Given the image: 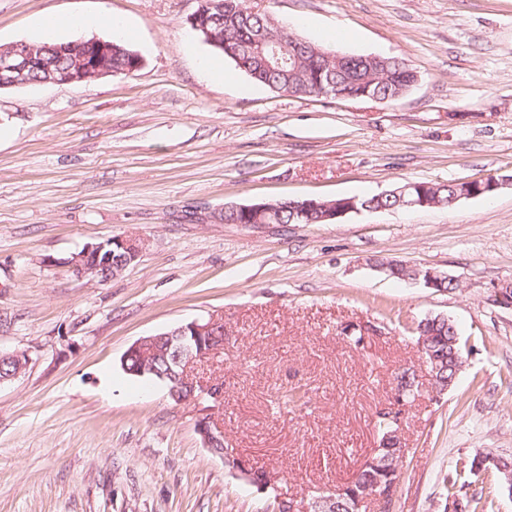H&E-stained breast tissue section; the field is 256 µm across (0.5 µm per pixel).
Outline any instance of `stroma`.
Listing matches in <instances>:
<instances>
[{"mask_svg":"<svg viewBox=\"0 0 512 512\" xmlns=\"http://www.w3.org/2000/svg\"><path fill=\"white\" fill-rule=\"evenodd\" d=\"M328 50L398 56L418 80L395 101L292 96L225 61L188 17L198 0H0V45L57 41L46 14L122 17L144 62L87 83L0 89V352H28L0 384V512H264L269 496L225 467L195 423L300 508L342 489L381 444L397 369L419 395L392 512L458 502L512 512L496 469L512 457V188L449 208L349 213L328 224H228L225 203L367 197L412 181L512 176V0H247ZM143 239L110 281L72 257ZM454 276L449 293L379 260ZM450 317L464 367L436 392L415 328ZM224 323L196 361L223 399L177 402L127 375L138 339ZM196 429L201 437L203 445L214 455L220 457L224 464L230 465L231 469L246 479L249 483L266 479V473L262 470H255L245 460L235 457L232 454H224V428H222L211 413H203L196 421Z\"/></svg>","mask_w":512,"mask_h":512,"instance_id":"obj_1","label":"stroma"}]
</instances>
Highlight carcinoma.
<instances>
[{
	"label": "carcinoma",
	"instance_id": "1",
	"mask_svg": "<svg viewBox=\"0 0 512 512\" xmlns=\"http://www.w3.org/2000/svg\"><path fill=\"white\" fill-rule=\"evenodd\" d=\"M222 10L205 8L197 17L191 29L212 43L216 52L227 58L242 56L250 60L247 75L273 91H288L303 88L311 96L318 95L321 84L327 77L336 83V91L364 98L368 93L380 99L395 100L403 96L416 82V74L406 60L391 56L389 63L376 67L370 56L344 54L341 59L324 50L319 45L288 30V25L276 21L266 13L254 12L246 0H215ZM272 38L292 37L291 51L271 45L262 57L253 54L252 44L259 32ZM112 69L123 71L133 64L129 52L131 48L120 41H113ZM418 185L442 201L448 200L454 192L456 181L433 183L420 181ZM226 224H296L291 212L285 206L275 205L261 219L251 214L239 212L224 214ZM418 336L430 340L435 354L442 358V368L436 373L435 388L444 390L454 384L464 360L461 347L455 343L457 328L435 317L419 327ZM405 449L400 443L381 449L374 457L375 463L368 464L347 486L343 498L336 499L340 507L336 512H348L353 504V495L362 492L367 484H379L387 488L397 481V468L404 457Z\"/></svg>",
	"mask_w": 512,
	"mask_h": 512
}]
</instances>
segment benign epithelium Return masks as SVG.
<instances>
[{"label":"benign epithelium","instance_id":"7a95c632","mask_svg":"<svg viewBox=\"0 0 512 512\" xmlns=\"http://www.w3.org/2000/svg\"><path fill=\"white\" fill-rule=\"evenodd\" d=\"M47 54L60 58L62 66L48 72L47 79L42 80L35 77V72L43 67ZM113 74L115 71L112 70V42L107 40L80 39L69 47L46 45L40 49L20 41L0 48V89L37 84L42 81L61 85L80 84ZM508 184H512V179L499 180L490 176L484 179V183L453 196L450 204L454 205L464 198H475L489 192H496ZM413 189H415L413 184L399 186L392 191L379 194V198L394 196L396 206L411 210L435 205L423 190L420 189L415 193ZM285 206L308 224L325 220L333 221L350 212L384 210L382 206L377 208L368 203L361 205L355 199L331 203H325L316 198L288 199L285 201ZM142 249L143 243L137 239L115 236L86 246L73 257L71 263L78 274L106 283L134 262ZM412 278L423 279L428 288H437L443 283L452 281V277L447 274L429 269L416 270L412 273ZM222 349H224V323L212 319L192 321L170 331L137 340L126 351L122 366L134 375L145 376L158 373L160 377L170 379L173 386L169 387V396L177 402L207 395L218 403L222 399V390L194 375L192 365L198 358ZM418 350L422 363L429 368L431 374H436L439 369L438 360L426 339L420 340ZM162 353L172 354L173 367L161 373L155 368L154 359ZM131 359L138 360V364L133 368L127 366V362ZM3 360L17 362L18 373L0 375V384L18 378L19 372L29 366L31 358L24 352L0 353V362ZM196 429L206 448L230 465L233 471L240 473L248 482H256L254 469L249 467L245 460L224 453V428L211 414H202L196 421Z\"/></svg>","mask_w":512,"mask_h":512}]
</instances>
